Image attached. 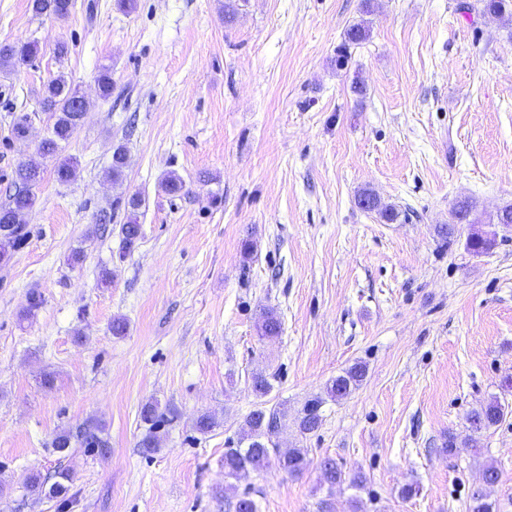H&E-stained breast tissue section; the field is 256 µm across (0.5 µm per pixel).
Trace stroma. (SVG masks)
<instances>
[{
	"mask_svg": "<svg viewBox=\"0 0 512 512\" xmlns=\"http://www.w3.org/2000/svg\"><path fill=\"white\" fill-rule=\"evenodd\" d=\"M29 3L0 0V44H39L32 64L0 73V207L19 162L43 170L28 235L0 262V512H229L250 489L261 512H317L325 498L351 512L355 495L362 512H468L490 464V497L512 502V226L496 222L512 205V15L461 0H372L367 15L361 0H74L60 20ZM364 18L369 38L346 45ZM61 74L87 100L63 149L78 161L67 183L37 152L55 122L43 87ZM170 171L180 194L158 189ZM366 189L397 220L362 210ZM136 192L141 236L124 254ZM464 198L473 221L444 242ZM474 234L495 246L473 254ZM34 292L42 303L21 319ZM265 308L279 337L258 336ZM358 363L360 385L326 398ZM317 397L316 431L276 437L305 449L302 474L225 479V443L257 402L293 418ZM493 398L502 421L469 431ZM149 401L176 414L153 454L140 448ZM89 419L105 424L107 453H53L57 433ZM325 456L364 489L328 492ZM61 469L67 500L32 492L30 475L49 485ZM411 483L417 495L399 498Z\"/></svg>",
	"mask_w": 512,
	"mask_h": 512,
	"instance_id": "stroma-1",
	"label": "stroma"
}]
</instances>
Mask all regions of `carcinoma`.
Listing matches in <instances>:
<instances>
[{
    "instance_id": "1",
    "label": "carcinoma",
    "mask_w": 512,
    "mask_h": 512,
    "mask_svg": "<svg viewBox=\"0 0 512 512\" xmlns=\"http://www.w3.org/2000/svg\"><path fill=\"white\" fill-rule=\"evenodd\" d=\"M31 9L36 14L50 12L60 19L69 16L71 0H31ZM38 54V46L34 42L22 44L0 45V71L7 74L15 67L31 63ZM78 92L72 88L65 76L60 75L49 81L43 89L41 105L44 111L52 112L56 120L51 132L44 137L38 146V153L44 158L56 160L55 173L57 180L66 183L76 175L77 162L72 157H63V143L67 142L73 133L83 124L86 112L77 103ZM124 146L115 147L112 153V163L108 170V178L113 183L123 180L126 163ZM41 181V169L38 164L24 162L17 165L13 172L12 183L15 192L10 197L7 206L0 209V260L8 258L10 252L16 250L26 238L25 217L36 204L34 189ZM182 178L172 172L164 175L159 181V188L168 195H174L183 190ZM369 199L375 200L373 210L382 217L392 220L397 217L394 208L384 205L376 194L369 190L363 191L358 202ZM132 218L122 225L121 250L129 253L139 239L140 227L134 215L142 206V198L133 194L128 198ZM257 333L260 337H274L281 331V321L277 313L271 309L261 312L256 322ZM365 376V367L356 364L344 374L338 376L327 387L326 393L332 398H342L359 386ZM316 400L308 404L303 415L295 419V425L300 433L308 434L316 430L321 423L319 406ZM504 416L502 405L494 400L467 417L470 428L479 430L496 425ZM141 421L148 426L147 433L141 442L143 452L147 454L158 451L157 429L164 421V414L158 411L153 403L142 406ZM288 424V415L275 409H268L260 404L249 412L245 419L247 430L241 438L230 440L224 448V478H237L240 470L247 468L260 472L272 466L282 472L295 476L309 466V459L302 448H291L288 455L279 453L275 437L279 430ZM95 449L104 453L109 448V442L104 436V425L99 421L87 420L74 427L60 431L52 441V450L60 455H67L72 448ZM320 481L333 491L336 485L349 483V487L360 490L364 487L365 478L357 473L346 477L344 472L330 456L321 458L319 462ZM469 512H500L499 503L489 500V494L483 489H477L470 495Z\"/></svg>"
}]
</instances>
